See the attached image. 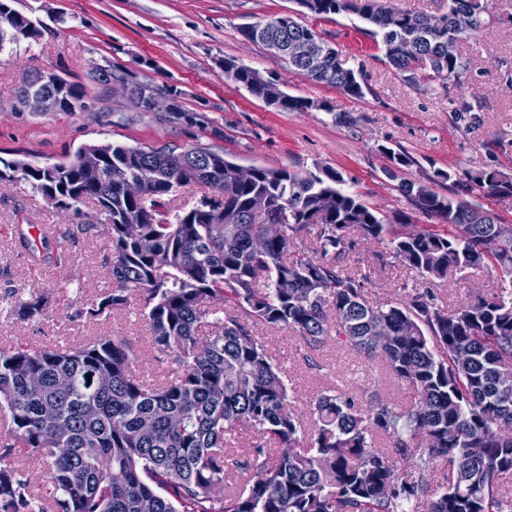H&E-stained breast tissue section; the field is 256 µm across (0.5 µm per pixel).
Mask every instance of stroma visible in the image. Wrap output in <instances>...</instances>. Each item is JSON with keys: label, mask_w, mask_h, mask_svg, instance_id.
Segmentation results:
<instances>
[{"label": "stroma", "mask_w": 512, "mask_h": 512, "mask_svg": "<svg viewBox=\"0 0 512 512\" xmlns=\"http://www.w3.org/2000/svg\"><path fill=\"white\" fill-rule=\"evenodd\" d=\"M14 7L42 27V34L13 52L0 54V157L32 163L69 160L83 145L114 143L140 147L210 145L243 168H285L302 173L333 169L349 191L386 217L402 213L411 223L428 225L434 216L415 209L401 193V181H426L438 169L495 168L512 173V28L495 24L477 38H462L470 59L464 87L420 91L402 81L382 60L367 35V23L354 14L319 19L296 0H16ZM280 14L314 28L335 47L345 66L363 70L368 88L358 97L295 71L288 60L242 35L244 27ZM275 80L284 93L314 103L308 112H281L252 96L224 74L225 60ZM118 61L139 79L172 85L185 109L205 118L201 124H173L162 112H139L120 89L92 82L94 69ZM54 72L88 92L84 112L31 114L18 109L23 75ZM480 105L476 122L456 120L455 101ZM409 152L414 165L388 177L381 146ZM436 192L452 195L492 212L512 225V198L468 190L449 182ZM105 216L95 203L80 212L58 208L22 181L0 184V343L30 347L73 346L97 336L124 337L133 368L150 383L174 378L158 364L138 302L100 321L70 320L76 304L110 287L112 256L106 246ZM42 226V251L54 261L42 266L22 237ZM352 256L365 278V296L393 305L423 283L413 270L373 240H357ZM499 269L488 266L449 272L435 292L445 310L469 295L508 287ZM44 297L43 316H11L16 300ZM282 365L293 387L290 407L311 431L315 398L341 390L359 403L371 394L399 407L413 390L389 373L381 361L368 362L351 349L327 343L310 368L294 333L257 331Z\"/></svg>", "instance_id": "35a3bbf8"}]
</instances>
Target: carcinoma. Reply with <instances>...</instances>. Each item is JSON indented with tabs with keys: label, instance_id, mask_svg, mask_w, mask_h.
I'll list each match as a JSON object with an SVG mask.
<instances>
[{
	"label": "carcinoma",
	"instance_id": "cac0c4a2",
	"mask_svg": "<svg viewBox=\"0 0 512 512\" xmlns=\"http://www.w3.org/2000/svg\"><path fill=\"white\" fill-rule=\"evenodd\" d=\"M0 0V50L34 41L40 28ZM320 19L352 13L381 39L384 62L416 89L435 82L459 87L471 64L458 48L486 26L485 0H448L433 30L423 14L390 0H297ZM394 12L391 30L377 26ZM270 42L306 38L317 65L290 62L307 77L360 96L361 72L344 66L314 29L283 14L257 24ZM230 80L256 98L267 84L257 72L224 61ZM93 79L173 100L171 121L197 122L173 87L137 80L126 65L98 67ZM61 112H84L85 91L63 79L46 82ZM277 109L302 112L308 100L280 94ZM387 175L415 164L383 147ZM233 162L205 144L80 147L67 162L0 160V181L24 180L75 212L91 199L108 220L115 288L75 309L95 319L140 303L160 357L178 366L169 382L150 386L133 371L122 336L67 348L0 347V408L9 412V441L0 449V512H512L501 483L512 477V289L476 294L448 313L432 289L459 271L491 264L512 276V225L433 184L465 181L491 196H512V174L438 170L428 183L404 181L417 209L443 221L409 224L390 240L392 257L429 287L397 305L370 303L350 270L354 237L384 240L375 208L344 188L342 175L254 168L248 180L225 179ZM200 183L216 189L213 203L169 218L165 197ZM268 224L281 232L265 251L250 250ZM317 227L315 256L288 260L293 236ZM234 308L226 313L217 302ZM40 298L13 306L23 319L42 315ZM287 329L302 340L305 359L336 339L372 361L382 359L414 401L396 408L374 394L361 408L346 393L320 395L309 440L289 408L291 386L254 328ZM389 340L380 346L376 331ZM392 440V453L372 443ZM42 459L52 486L47 497L16 476L14 449ZM411 458L415 471L398 462ZM446 484L432 488L436 468Z\"/></svg>",
	"mask_w": 512,
	"mask_h": 512
}]
</instances>
